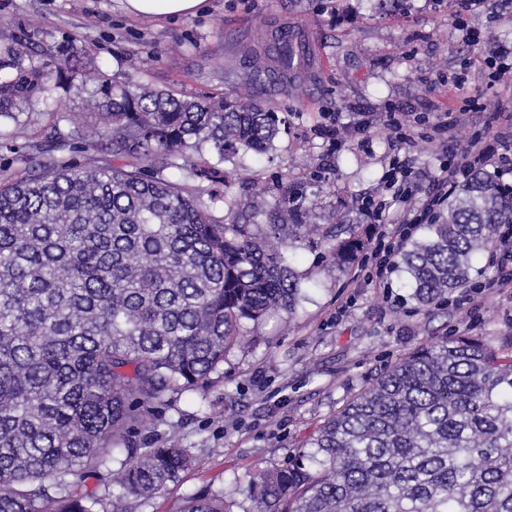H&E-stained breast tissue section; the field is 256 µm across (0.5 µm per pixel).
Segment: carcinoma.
<instances>
[{
    "mask_svg": "<svg viewBox=\"0 0 512 512\" xmlns=\"http://www.w3.org/2000/svg\"><path fill=\"white\" fill-rule=\"evenodd\" d=\"M307 56L285 31L250 60L254 79L285 81ZM58 70L0 75V116ZM90 115L129 168L48 158L0 179V512H99L148 500L194 462L175 443L131 445V430L169 392L202 389L244 320L295 312L300 275L286 256L318 244L345 268L368 240L357 224L326 229L295 196L269 233L241 216L215 220L188 176L265 152L277 113L251 95L211 102L130 87L92 72ZM167 169L179 173L174 180ZM512 224V185L475 171L400 253L416 305L463 288ZM279 241L268 245L267 238ZM288 465L258 470L254 512H512V340L497 349L461 335L394 363L326 419ZM124 454L119 471L114 456ZM183 512H228L224 493L189 495Z\"/></svg>",
    "mask_w": 512,
    "mask_h": 512,
    "instance_id": "1",
    "label": "carcinoma"
}]
</instances>
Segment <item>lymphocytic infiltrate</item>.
<instances>
[{
    "instance_id": "f902f5d3",
    "label": "lymphocytic infiltrate",
    "mask_w": 512,
    "mask_h": 512,
    "mask_svg": "<svg viewBox=\"0 0 512 512\" xmlns=\"http://www.w3.org/2000/svg\"><path fill=\"white\" fill-rule=\"evenodd\" d=\"M465 80H455L448 86V105L439 108L433 114L419 113L408 115L396 109H387L383 126L390 139L396 143L411 140L415 125L427 124L436 141L453 142L455 129L465 120L464 113L454 111L452 104L465 99L469 106L475 107L479 99L465 95ZM492 168L499 176L512 175V157L497 153L492 144L484 137L475 134L461 148L452 150L440 166V173L434 181V188L425 200H416L411 188L409 176L412 170L410 156L395 157L387 180L388 189L400 193L405 206L398 220H390V205L380 196L368 198L363 210L370 223L384 225L377 245L372 252L375 261L374 279L383 282L393 267L394 259L403 246L412 238L419 225L429 222L445 201L459 185L478 169Z\"/></svg>"
}]
</instances>
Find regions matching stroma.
I'll list each match as a JSON object with an SVG mask.
<instances>
[{"label": "stroma", "instance_id": "obj_1", "mask_svg": "<svg viewBox=\"0 0 512 512\" xmlns=\"http://www.w3.org/2000/svg\"><path fill=\"white\" fill-rule=\"evenodd\" d=\"M461 2L208 0L196 16L142 19L129 16L120 0H0V64L18 73L53 70L71 48L107 78L221 101L237 97L251 56L288 28L307 44L308 60L279 88L253 89L258 104L278 113L281 131L266 153L245 155L227 183L210 189L258 212L263 227L276 197L296 192L314 202L313 223H336L342 213L373 238L380 228L367 223L360 204L385 192L397 153L381 124L385 109L433 112L447 100L442 84L457 75L478 82L490 45L468 40L461 24L491 33V45L512 44V0H486L473 15L462 12ZM146 55L147 67H130V59ZM80 85L76 78L56 89L67 111H52L37 93L0 117V169L20 177L50 155L121 164L94 132L73 138L86 119L88 95ZM334 117L356 128L335 147L324 133ZM406 150L415 158L417 196L425 198L444 146L419 137ZM260 184L267 194L257 195ZM292 264L303 287L296 313L242 322L210 384L168 393L134 432L140 447L174 442L191 449L196 465L162 494L131 503L130 512H181L199 490L222 492L229 512H252L244 489L254 471L294 459L328 416L402 355L463 333L497 348L512 336V289L470 302L457 290L419 309L400 271L367 284L363 262L340 270L322 249L308 246Z\"/></svg>", "mask_w": 512, "mask_h": 512}]
</instances>
